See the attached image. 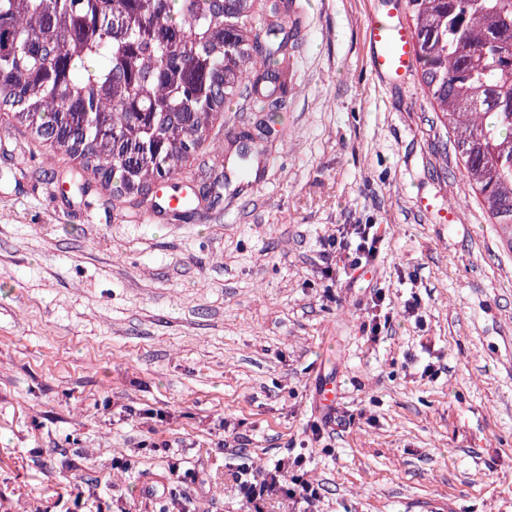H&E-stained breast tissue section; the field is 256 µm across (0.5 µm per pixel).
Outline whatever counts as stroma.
Masks as SVG:
<instances>
[{"mask_svg": "<svg viewBox=\"0 0 512 512\" xmlns=\"http://www.w3.org/2000/svg\"><path fill=\"white\" fill-rule=\"evenodd\" d=\"M295 2L278 131L260 134L253 97L226 103L182 182L220 174L240 132L263 152L248 187L230 179L189 220L149 219L0 112V512H74L65 491L88 480L109 512H156L141 491L174 458L203 480L196 512H242L223 421L259 468L325 415L305 451L319 512H512V251L420 72L373 73L364 21L405 18V0ZM341 224L383 239L339 281L324 269ZM373 287L394 308L376 343Z\"/></svg>", "mask_w": 512, "mask_h": 512, "instance_id": "1", "label": "stroma"}]
</instances>
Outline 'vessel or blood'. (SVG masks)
<instances>
[{
  "label": "vessel or blood",
  "mask_w": 512,
  "mask_h": 512,
  "mask_svg": "<svg viewBox=\"0 0 512 512\" xmlns=\"http://www.w3.org/2000/svg\"><path fill=\"white\" fill-rule=\"evenodd\" d=\"M376 74L401 80L416 69L417 45L408 26L390 19H368L365 28Z\"/></svg>",
  "instance_id": "1"
}]
</instances>
